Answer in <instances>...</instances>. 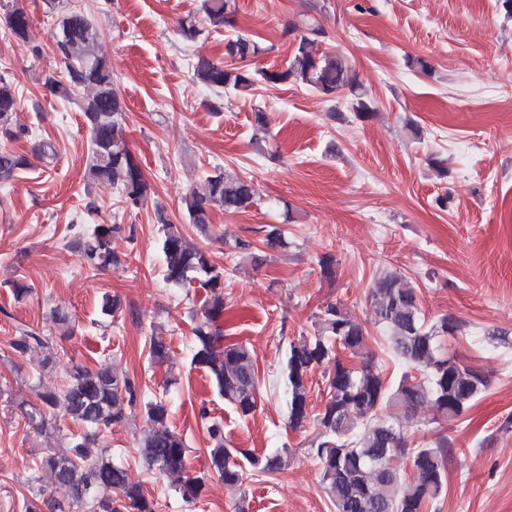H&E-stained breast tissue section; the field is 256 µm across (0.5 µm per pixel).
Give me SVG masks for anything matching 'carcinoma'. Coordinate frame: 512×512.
I'll return each instance as SVG.
<instances>
[{"label": "carcinoma", "mask_w": 512, "mask_h": 512, "mask_svg": "<svg viewBox=\"0 0 512 512\" xmlns=\"http://www.w3.org/2000/svg\"><path fill=\"white\" fill-rule=\"evenodd\" d=\"M200 12L214 27L231 23V0H201ZM8 34L27 41L30 17L15 4L4 13ZM324 35L310 27L293 39L287 69L250 72L239 64L260 52L258 43L235 35L224 43V57L230 62L199 60L193 76L203 86L218 93L230 87L238 93L252 90L258 82L277 85L296 82L324 96L345 91L355 97L353 109L359 114L370 105L358 92L359 84L351 68L334 54L317 55L311 45ZM54 52L64 65V75L50 76L45 85L58 95H81L79 106L90 132L88 178L107 182L121 192L122 203L131 208L144 205L146 181L138 158L120 133L119 117L123 101L113 89L112 67L98 51L96 26L80 8L61 14L51 36ZM21 99L13 82L0 76V140L13 141L24 130L13 127L12 116ZM32 166L29 158L0 145V183L6 184ZM256 195L252 182L222 171L207 178L203 193L185 199L189 223L206 231L210 209L218 205L234 213L249 207ZM117 224H97L82 242V257L89 268L104 270L120 264L112 251V234ZM160 249L164 256L166 281L184 285L193 280L205 291L200 314L194 315L191 364L207 373L216 393L239 415L247 417L257 407L258 373L254 351L240 341L225 343L224 271L213 265L205 251L187 244L177 224H163ZM374 323L388 333L391 351L404 370L395 382L367 353L368 332L338 303L324 306L314 321L315 333L289 344L282 363L288 422L294 429L314 419L319 430L310 452L320 464L319 482L335 512H424L438 500L446 487L448 461L457 443L447 431L438 429L433 439L413 446L412 421L419 409L431 406L440 420L463 418L486 390L489 377L474 366L463 365L443 354L441 341L460 333L459 319L445 314L428 323L421 312L420 299L401 274L387 272L370 289ZM10 347L21 356L42 354L41 363L51 362L50 338L41 332L20 327ZM151 361L163 363L169 347L161 336L149 339ZM324 368L326 401L313 415L309 399V375ZM423 373L419 378L413 371ZM70 381L62 392L39 394L42 408L27 413L33 428H46V416L60 413L86 429L65 451L49 449L41 466L55 482L67 487L73 502L84 512H156V503L144 493L141 482L131 472L101 457L88 460L87 448L97 431L120 423L127 410L137 405L139 388L135 380L102 368L90 370L74 365ZM148 431L141 443L147 466L162 475L179 478L176 490L187 502L200 495L203 478L186 475L187 443L168 426V406L162 400L144 403ZM199 417L213 442L209 450L211 471L224 488L237 491L247 473L275 474L288 469L291 453L286 448L258 454L240 448L224 436V423L201 407ZM401 453L409 455L412 469L405 477L393 465Z\"/></svg>", "instance_id": "carcinoma-1"}]
</instances>
